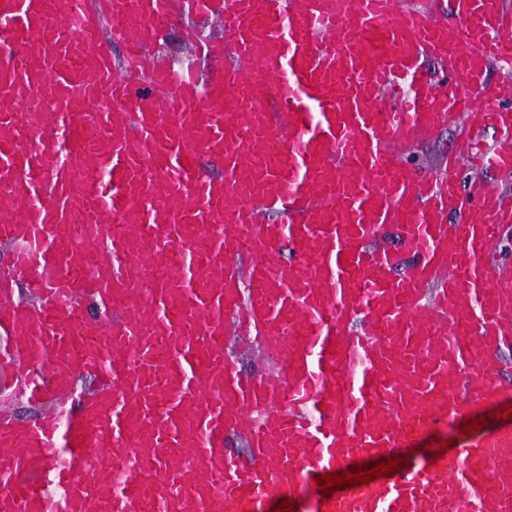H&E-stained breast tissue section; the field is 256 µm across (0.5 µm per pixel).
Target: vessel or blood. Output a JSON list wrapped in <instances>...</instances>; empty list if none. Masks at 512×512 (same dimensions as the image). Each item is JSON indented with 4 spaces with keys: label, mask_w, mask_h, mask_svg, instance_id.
Returning <instances> with one entry per match:
<instances>
[{
    "label": "vessel or blood",
    "mask_w": 512,
    "mask_h": 512,
    "mask_svg": "<svg viewBox=\"0 0 512 512\" xmlns=\"http://www.w3.org/2000/svg\"><path fill=\"white\" fill-rule=\"evenodd\" d=\"M450 4L448 23L405 0H0V370L55 402L0 418V512H512V423L492 416L512 282L490 259L512 198L457 176L512 172V79L486 75L512 62V6ZM182 11L219 16L201 49L233 62L203 91L144 63ZM446 122L447 173L413 169ZM230 325L272 371L225 355ZM85 371L102 389L77 401ZM480 417L425 464L316 485Z\"/></svg>",
    "instance_id": "vessel-or-blood-1"
}]
</instances>
